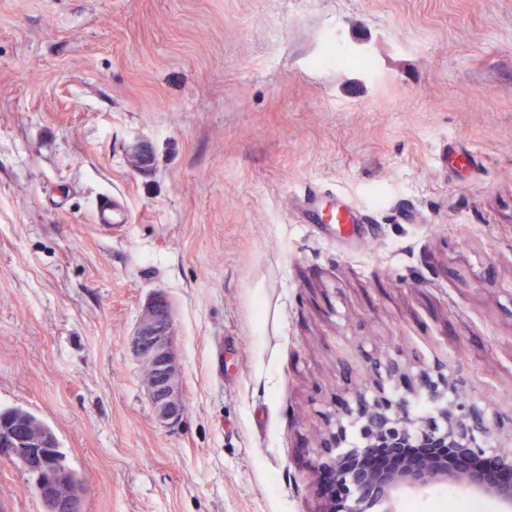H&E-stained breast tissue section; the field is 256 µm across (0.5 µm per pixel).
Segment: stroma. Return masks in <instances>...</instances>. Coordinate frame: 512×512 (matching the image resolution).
<instances>
[{"label":"stroma","mask_w":512,"mask_h":512,"mask_svg":"<svg viewBox=\"0 0 512 512\" xmlns=\"http://www.w3.org/2000/svg\"><path fill=\"white\" fill-rule=\"evenodd\" d=\"M339 197L370 223H307ZM157 294L168 425L130 348ZM391 359L512 429V0H0V410L84 512H321L343 368L371 398ZM0 512H44L3 456ZM94 220L104 230H117L128 223L129 215L116 199L105 195L97 202Z\"/></svg>","instance_id":"35a3bbf8"}]
</instances>
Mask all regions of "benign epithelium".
Returning a JSON list of instances; mask_svg holds the SVG:
<instances>
[{
    "mask_svg": "<svg viewBox=\"0 0 512 512\" xmlns=\"http://www.w3.org/2000/svg\"><path fill=\"white\" fill-rule=\"evenodd\" d=\"M135 358L144 369V384L157 419L172 423L183 411L177 387L179 360L174 349L167 300L157 296L142 310L131 340ZM438 384L422 380L426 412L412 415L408 400L392 402L378 388L371 405L358 401L342 408L341 417L357 418L361 444L344 448L338 434L319 442L315 471L324 483L323 512H400L405 496H425L440 485H452L471 495L493 498L500 512H512V448H488L498 422L475 402L453 400L437 391ZM431 442L451 447L456 464L427 455L406 458L400 449L408 442ZM48 430L29 421L16 408L0 414V456L18 462L40 492L45 512H83L81 487L62 479L59 458L45 451ZM391 451L393 466L377 469L367 462L372 449Z\"/></svg>",
    "mask_w": 512,
    "mask_h": 512,
    "instance_id": "obj_1",
    "label": "benign epithelium"
}]
</instances>
